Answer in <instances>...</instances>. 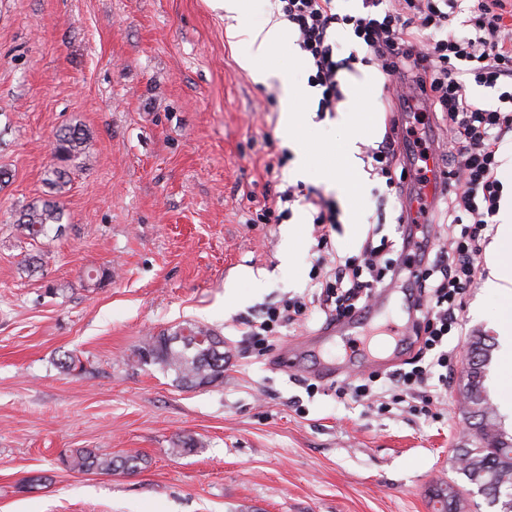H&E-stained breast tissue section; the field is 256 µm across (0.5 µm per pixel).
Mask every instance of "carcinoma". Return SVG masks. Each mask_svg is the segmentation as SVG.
<instances>
[{"label":"carcinoma","mask_w":512,"mask_h":512,"mask_svg":"<svg viewBox=\"0 0 512 512\" xmlns=\"http://www.w3.org/2000/svg\"><path fill=\"white\" fill-rule=\"evenodd\" d=\"M55 152L62 165L48 171V180L58 186L69 181V168L64 163L86 155V138L81 129L64 126L55 135ZM64 217L63 206L53 200L28 205L19 213L16 223L31 237L59 235ZM493 344L478 338L474 357V378L467 382L462 411L473 419L472 428L488 422L492 434L473 440L458 450L459 471L468 484L481 490L499 512H512V432L501 426L484 391V378L491 360ZM134 362L157 366L173 376V382L184 389L218 387L224 383V338L198 322L185 321L170 331L149 336L138 348ZM71 469L110 473L117 469L133 471L139 457H112L88 449H78L68 461Z\"/></svg>","instance_id":"obj_1"}]
</instances>
